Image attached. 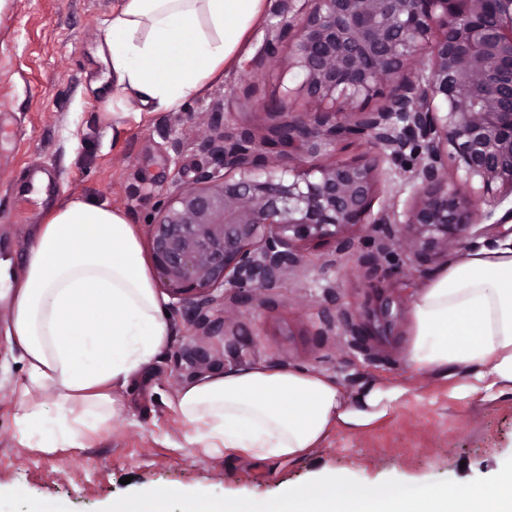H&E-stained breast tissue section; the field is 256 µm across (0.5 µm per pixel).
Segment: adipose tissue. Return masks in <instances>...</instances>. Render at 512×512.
I'll return each instance as SVG.
<instances>
[{
  "mask_svg": "<svg viewBox=\"0 0 512 512\" xmlns=\"http://www.w3.org/2000/svg\"><path fill=\"white\" fill-rule=\"evenodd\" d=\"M267 0H120L101 48L112 68L113 131L144 112L179 109L232 68ZM5 338L22 365L13 424L22 447L87 448L126 419L121 391L145 375L173 331L140 236L122 211L64 197L37 225L19 265L0 260ZM408 361L462 369L455 388L512 393V240L465 252L414 298ZM405 387L372 382L346 395L305 369L242 367L207 375L172 403L200 457L281 463L335 427L385 418Z\"/></svg>",
  "mask_w": 512,
  "mask_h": 512,
  "instance_id": "adipose-tissue-1",
  "label": "adipose tissue"
}]
</instances>
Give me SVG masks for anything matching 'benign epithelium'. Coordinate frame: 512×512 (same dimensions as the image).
Returning <instances> with one entry per match:
<instances>
[{"label":"benign epithelium","instance_id":"benign-epithelium-1","mask_svg":"<svg viewBox=\"0 0 512 512\" xmlns=\"http://www.w3.org/2000/svg\"><path fill=\"white\" fill-rule=\"evenodd\" d=\"M273 17L261 58L290 42L299 91L324 107L296 112L290 90L262 138L226 132L216 118L201 141L208 162L156 205L147 224L153 273L193 326L220 288L249 301L278 285L307 242L341 253L372 247L361 258L383 281L381 258L396 247L425 269L448 257V245L471 246L474 225L512 221V208L493 219L512 196V0H275ZM384 86V103L365 107ZM349 139L363 141L366 155L297 162ZM270 146L293 164L280 166ZM381 161L415 184L402 220L388 204L373 212ZM320 317L360 342L392 322L387 303L366 323L334 295Z\"/></svg>","mask_w":512,"mask_h":512}]
</instances>
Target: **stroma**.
<instances>
[{
    "mask_svg": "<svg viewBox=\"0 0 512 512\" xmlns=\"http://www.w3.org/2000/svg\"><path fill=\"white\" fill-rule=\"evenodd\" d=\"M118 0H6L0 6V257L21 258L37 224L65 196L123 211L146 233L156 202L173 180L191 182L207 161L199 145L214 113L227 130L269 133L286 89L297 110L316 105L299 93V69L288 66L289 43L276 58L261 60L266 26L252 31L242 61L200 96L176 111H161L113 132L103 113L112 109L107 66L98 54ZM99 89H92V82ZM49 176L52 190L34 198L21 181L30 170ZM413 187L390 163H381L375 205L409 208ZM304 262L251 312L232 292L209 311L225 334L204 335L183 310L170 313L173 336L147 377L120 399L126 422L90 448L42 454L21 447L12 423V382L20 374L0 344V493L12 512L55 505L62 512H102L132 491L178 487L227 497L272 498L286 489L333 473L365 484L389 478L409 484L450 479L467 482L495 475L512 457V395L460 397L447 379L416 372L408 362L414 297L398 278L427 282L410 256L395 251L382 265L392 270L382 288L357 254H339L330 242L308 243ZM343 306L366 314L390 301L395 320L385 334L359 346L341 327L319 317L328 292ZM207 353L203 364L189 348ZM262 363L323 374L346 393L371 381L397 383L407 394L389 415L362 430L337 428L308 456L277 467L251 461L200 458L168 402L185 385L215 372ZM129 484H122V477Z\"/></svg>",
    "mask_w": 512,
    "mask_h": 512,
    "instance_id": "obj_1",
    "label": "stroma"
}]
</instances>
